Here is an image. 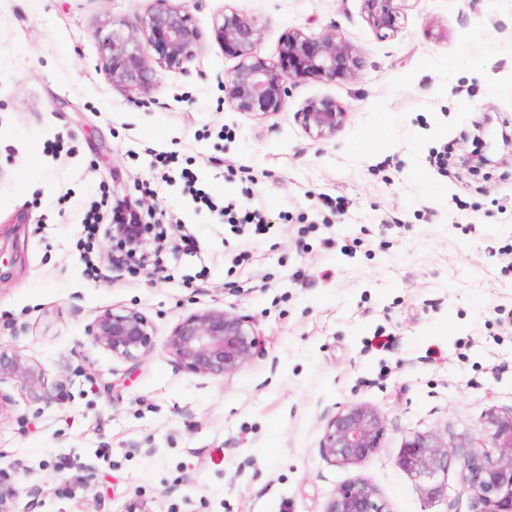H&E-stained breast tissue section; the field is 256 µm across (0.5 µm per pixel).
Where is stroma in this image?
<instances>
[{"label": "stroma", "instance_id": "35a3bbf8", "mask_svg": "<svg viewBox=\"0 0 512 512\" xmlns=\"http://www.w3.org/2000/svg\"><path fill=\"white\" fill-rule=\"evenodd\" d=\"M186 5L199 55L158 72L142 105L101 57L113 23L141 27L153 0H0V350L40 364L52 395L0 382L16 512H325L360 479L386 512H473L457 468L430 497L398 458L415 433L492 450L485 418L512 409V145L470 164L489 126L512 132V0H404L386 39L361 0H236L262 57L293 27L335 28L359 51L354 77L298 80L267 116L224 100V0ZM314 98L348 114L326 140L295 120ZM185 169L267 230L195 202ZM128 196L158 206L156 261L113 270L104 235L84 258L86 211ZM185 233L196 251L178 249ZM112 308L147 319L139 361L89 336ZM209 308L259 332L229 376L166 350ZM352 403L384 435L367 463L335 466L320 442Z\"/></svg>", "mask_w": 512, "mask_h": 512}]
</instances>
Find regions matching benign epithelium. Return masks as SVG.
Masks as SVG:
<instances>
[{"mask_svg": "<svg viewBox=\"0 0 512 512\" xmlns=\"http://www.w3.org/2000/svg\"><path fill=\"white\" fill-rule=\"evenodd\" d=\"M142 30L112 29L107 43L109 54L102 68L114 85L141 100L149 94L159 70L183 71L196 59L200 34L192 24L187 7L177 0H154ZM369 25L381 37L397 31L398 0H361ZM220 46L238 63L224 74V99L240 112L267 115L285 109L288 82L303 78L324 81L355 76L358 50L336 33L332 25L314 34L303 28L288 30L281 39L278 59L256 53L263 28L258 22L229 4L224 5L213 25ZM348 113L329 98L311 99L295 118L316 140L328 139L344 125ZM138 224H114L109 231L121 254L112 255V267L123 265L125 257L142 245ZM96 344L121 359L137 362L152 349L149 324L134 309L105 311L88 329ZM167 351L183 369L200 376L235 373L258 353L253 320L224 309L193 312L172 330ZM22 382L38 399H50L45 373L36 363L17 354L0 352V381ZM486 423L499 452L478 451L461 440L451 446L433 434L417 433L405 439L398 464L425 484L429 496H440L446 485L440 476L456 466L463 477V490L474 493L483 505L480 512H512V410L491 411ZM380 415L364 404L341 407L326 424L320 443L324 459L333 465L368 461L380 448L384 434ZM14 486L0 476V512H12ZM325 512H385L377 492L366 480L341 487Z\"/></svg>", "mask_w": 512, "mask_h": 512, "instance_id": "obj_1", "label": "benign epithelium"}]
</instances>
